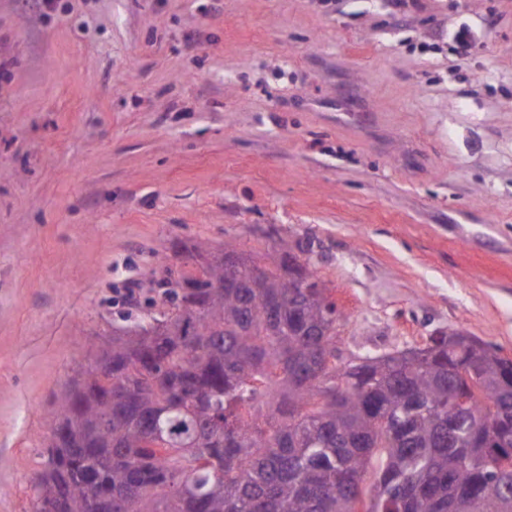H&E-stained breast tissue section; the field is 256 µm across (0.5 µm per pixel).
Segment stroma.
<instances>
[{"instance_id": "35a3bbf8", "label": "stroma", "mask_w": 512, "mask_h": 512, "mask_svg": "<svg viewBox=\"0 0 512 512\" xmlns=\"http://www.w3.org/2000/svg\"><path fill=\"white\" fill-rule=\"evenodd\" d=\"M228 239L307 246L344 354L512 358V0H0V512L127 289Z\"/></svg>"}]
</instances>
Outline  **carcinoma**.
I'll use <instances>...</instances> for the list:
<instances>
[{"mask_svg": "<svg viewBox=\"0 0 512 512\" xmlns=\"http://www.w3.org/2000/svg\"><path fill=\"white\" fill-rule=\"evenodd\" d=\"M262 266L224 243L239 263L197 267L203 243L184 248L195 272L163 278L145 299L148 318L92 344L112 364V384L74 414L76 394L56 398L49 429L71 445L93 438L72 469L44 448L28 512H90L94 480L112 487L98 512H512V359L462 331L425 347L345 359L330 289L310 268L294 282L292 255ZM469 369L472 400L451 414Z\"/></svg>", "mask_w": 512, "mask_h": 512, "instance_id": "carcinoma-1", "label": "carcinoma"}]
</instances>
